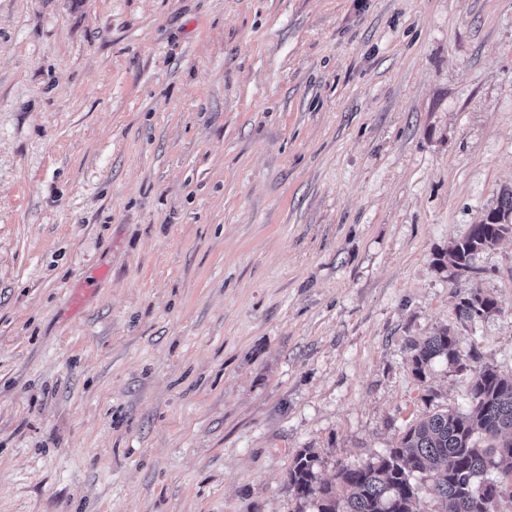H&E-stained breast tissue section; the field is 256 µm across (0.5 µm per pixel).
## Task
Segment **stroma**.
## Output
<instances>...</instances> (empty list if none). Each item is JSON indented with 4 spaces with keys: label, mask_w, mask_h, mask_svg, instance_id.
Returning <instances> with one entry per match:
<instances>
[{
    "label": "stroma",
    "mask_w": 512,
    "mask_h": 512,
    "mask_svg": "<svg viewBox=\"0 0 512 512\" xmlns=\"http://www.w3.org/2000/svg\"><path fill=\"white\" fill-rule=\"evenodd\" d=\"M507 188L512 0H0V512H312L512 374ZM512 216V189H505L500 194L497 206L487 217V222L472 225L468 236L456 241L448 251L441 254L437 263L441 268L448 269L451 276H467L477 279L478 267L473 265L475 256L496 246L505 237H512V223H501V216ZM480 305V307H478ZM497 302L489 296L483 295L477 287L461 298L457 304L459 318L473 321L484 315L497 311Z\"/></svg>",
    "instance_id": "stroma-1"
}]
</instances>
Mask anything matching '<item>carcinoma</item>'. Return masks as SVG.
<instances>
[{"instance_id":"obj_1","label":"carcinoma","mask_w":512,"mask_h":512,"mask_svg":"<svg viewBox=\"0 0 512 512\" xmlns=\"http://www.w3.org/2000/svg\"><path fill=\"white\" fill-rule=\"evenodd\" d=\"M512 189L500 194L487 222L474 224L468 236L440 255L437 263L453 276L479 277L475 256L512 237ZM497 302L475 288L457 304L459 318L473 321L497 311ZM411 371L427 380L432 363L441 358L472 374L470 408L466 413L439 409L408 427L393 448L357 467H341L336 481L319 478V458L307 448L296 454L288 470V485L297 499L315 512H415L414 477L427 474L440 504L438 512H496L489 497H512V375L478 364L464 356L448 327L422 341L410 343ZM493 469L501 480L485 477Z\"/></svg>"}]
</instances>
